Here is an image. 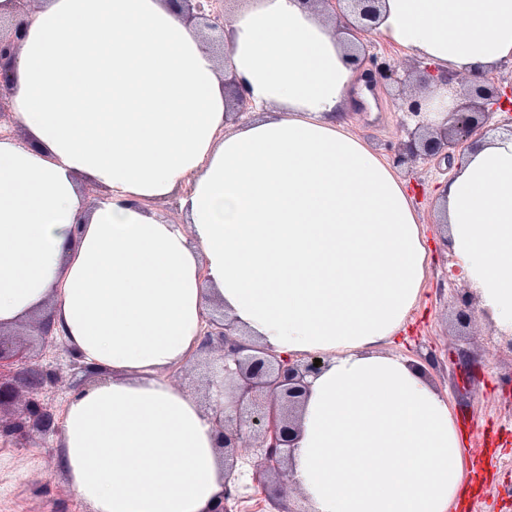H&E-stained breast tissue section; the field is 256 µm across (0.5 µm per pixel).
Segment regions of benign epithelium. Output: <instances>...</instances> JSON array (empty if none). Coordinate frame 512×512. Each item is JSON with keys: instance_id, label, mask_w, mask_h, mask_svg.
Instances as JSON below:
<instances>
[{"instance_id": "benign-epithelium-1", "label": "benign epithelium", "mask_w": 512, "mask_h": 512, "mask_svg": "<svg viewBox=\"0 0 512 512\" xmlns=\"http://www.w3.org/2000/svg\"><path fill=\"white\" fill-rule=\"evenodd\" d=\"M33 0H15V23L8 34L0 33V118L12 112L9 93L12 67L25 37L26 17ZM181 17L188 23L202 19L211 29H224L221 0H181ZM321 12L337 18L341 5L349 4L356 16L359 31L375 28L380 17L382 0H310ZM369 87L381 79L400 88L398 111L404 114L393 163L398 166L417 160L450 161L454 152L489 127L494 111L512 106V86L503 87L483 77L470 86L467 93L458 87L457 74L426 68V76L415 78V70L386 66L378 77L366 76ZM233 94L231 112L240 117L246 113L248 101L242 86L224 81ZM200 349L220 344L222 354L213 370L210 385L221 392L233 394L231 404L216 403L212 407L213 421L221 433L224 449V492L210 512H227L231 487L236 476L240 450L251 448L258 461L255 480L265 485L268 478L279 484L281 496L274 502L276 512H307L295 503L286 502L294 489L289 462L297 439L296 413L308 394L307 378L318 374L326 361L315 362L317 356L294 359L276 354L271 349L253 343L236 333L232 322L203 317ZM47 373L35 365L23 350L4 338L0 329V407L17 401L16 383L30 390L32 397L25 405L24 416L0 429L6 433L24 435L32 428L49 433L58 430V418L53 410L38 403L33 395L41 391Z\"/></svg>"}]
</instances>
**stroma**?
Returning <instances> with one entry per match:
<instances>
[{"label":"stroma","mask_w":512,"mask_h":512,"mask_svg":"<svg viewBox=\"0 0 512 512\" xmlns=\"http://www.w3.org/2000/svg\"><path fill=\"white\" fill-rule=\"evenodd\" d=\"M363 40L362 72L384 64L425 67L423 60L375 33L364 34ZM397 93L395 86L378 85L372 103L360 101L346 111L349 129L389 160L402 137L394 103ZM448 174L446 163L435 161H421L400 172L427 229L430 265L419 301L388 350L421 362L455 409L470 470L457 512H469L474 502L488 504L489 512H512V496L502 489L504 483H512V340L477 316L467 328L456 323L459 298L468 286L451 272L453 257L436 221L433 199ZM30 327V321L19 322L11 337L30 345L38 364L52 374L38 395L40 402L62 410L90 374L64 342L42 347ZM55 442V435L35 430L17 438L0 434V512L18 500L24 504L23 512H86L57 468Z\"/></svg>","instance_id":"35a3bbf8"}]
</instances>
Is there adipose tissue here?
<instances>
[{
    "label": "adipose tissue",
    "instance_id": "obj_1",
    "mask_svg": "<svg viewBox=\"0 0 512 512\" xmlns=\"http://www.w3.org/2000/svg\"><path fill=\"white\" fill-rule=\"evenodd\" d=\"M208 50L172 0H45L0 139V326L50 309L96 378L70 394L57 466L88 512H211L212 412L167 371L208 306L308 379L291 470L308 512H449L468 470L454 412L386 352L430 252L406 183L344 119L355 40L302 0H246ZM375 32L471 75L512 63V0H383ZM254 114L226 130L225 78ZM186 225L150 201L181 184ZM103 200L88 207L83 187ZM436 218L480 314L512 337V134L465 154Z\"/></svg>",
    "mask_w": 512,
    "mask_h": 512
}]
</instances>
